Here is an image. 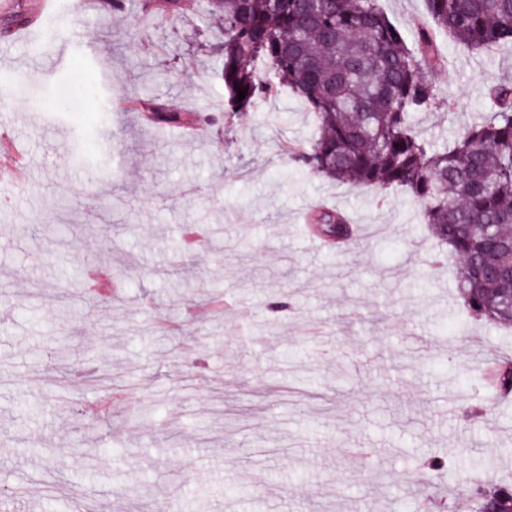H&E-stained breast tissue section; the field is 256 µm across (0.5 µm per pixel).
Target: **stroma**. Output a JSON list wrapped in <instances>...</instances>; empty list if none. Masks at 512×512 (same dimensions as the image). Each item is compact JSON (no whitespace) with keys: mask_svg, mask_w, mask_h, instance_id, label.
Segmentation results:
<instances>
[{"mask_svg":"<svg viewBox=\"0 0 512 512\" xmlns=\"http://www.w3.org/2000/svg\"><path fill=\"white\" fill-rule=\"evenodd\" d=\"M40 2L0 14V57L27 88L0 106V144L22 153L0 162V512H113L128 489L124 512H417L512 476V399L483 384L512 327L468 315L415 202L290 159L314 127L288 92L217 112L194 13L104 22ZM441 45L440 105L416 119L438 148L512 70L511 48ZM135 97L214 121L156 129ZM320 204L354 244L310 236ZM277 296L291 311H266ZM212 297L223 310L184 318ZM63 334L60 364L45 350ZM437 458L450 469L426 483L418 464Z\"/></svg>","mask_w":512,"mask_h":512,"instance_id":"stroma-1","label":"stroma"}]
</instances>
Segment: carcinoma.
I'll return each instance as SVG.
<instances>
[{"label":"carcinoma","instance_id":"obj_1","mask_svg":"<svg viewBox=\"0 0 512 512\" xmlns=\"http://www.w3.org/2000/svg\"><path fill=\"white\" fill-rule=\"evenodd\" d=\"M435 29L413 40L379 0H99L100 16L133 11L147 18L192 8L219 36L197 49L213 58L232 117L288 89L313 115L316 134L290 149L293 160L330 180L401 190L422 223L457 260V288L478 320L512 325L502 293L512 288V73L487 90L491 112L441 149L415 118L436 107L442 76L435 33L469 50L512 46V0H425ZM247 90L237 100V89ZM132 110L152 126L210 124L200 112L174 111L136 98ZM324 240L346 245L353 225L337 210L311 214ZM488 381L512 393V362L496 360ZM458 512H512V479L487 481L458 497Z\"/></svg>","mask_w":512,"mask_h":512}]
</instances>
